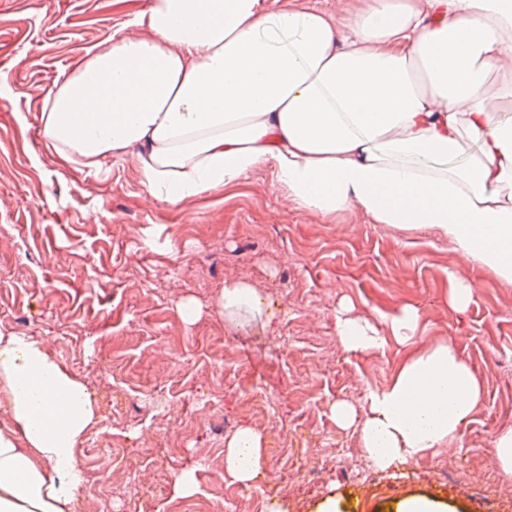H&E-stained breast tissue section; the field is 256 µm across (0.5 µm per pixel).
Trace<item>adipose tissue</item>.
Listing matches in <instances>:
<instances>
[{"label": "adipose tissue", "instance_id": "ef3b65f1", "mask_svg": "<svg viewBox=\"0 0 512 512\" xmlns=\"http://www.w3.org/2000/svg\"><path fill=\"white\" fill-rule=\"evenodd\" d=\"M140 32L86 52L43 101L45 146L91 171L136 162L172 205L271 172L293 208L430 228L512 283V0H346L328 12L287 0H149ZM349 352L383 345L336 313ZM0 512H72L74 448L94 418L86 387L34 337L0 332ZM451 344L415 355L367 399L339 402L379 469L455 444L480 400ZM262 435L238 429L224 471L252 482Z\"/></svg>", "mask_w": 512, "mask_h": 512}]
</instances>
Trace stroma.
I'll use <instances>...</instances> for the list:
<instances>
[{"label":"stroma","instance_id":"stroma-1","mask_svg":"<svg viewBox=\"0 0 512 512\" xmlns=\"http://www.w3.org/2000/svg\"><path fill=\"white\" fill-rule=\"evenodd\" d=\"M148 0H0V226L17 243L0 273L9 319L0 331L50 339L47 354L86 385L95 419L78 440L122 447L143 430L178 452L128 450L104 512H177L225 497L248 512L242 484L224 478L226 440L242 426L264 437V505L281 512H396L427 496L443 512H512V477L488 448L512 428V284L463 261L428 229L373 223L357 208L324 218L284 200L269 171L177 205L152 198L128 158L101 172L77 167L40 136L45 94L86 49L133 33ZM475 285L466 310L455 280ZM260 290L265 312L235 323L220 312L226 282ZM381 333L407 306L421 314L415 345L350 353L336 333L340 303ZM193 304L190 321L178 306ZM454 345L481 399L461 440L381 471L355 431L337 427L336 401L363 406L415 350ZM174 350L180 382L169 404L145 396L162 379L154 359ZM194 473L183 496L174 482Z\"/></svg>","mask_w":512,"mask_h":512}]
</instances>
